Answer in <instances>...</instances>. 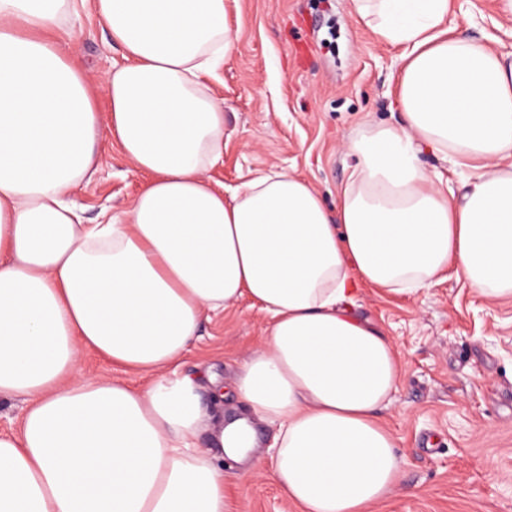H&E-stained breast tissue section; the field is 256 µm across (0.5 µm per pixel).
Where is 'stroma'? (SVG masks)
I'll use <instances>...</instances> for the list:
<instances>
[{
	"label": "stroma",
	"mask_w": 512,
	"mask_h": 512,
	"mask_svg": "<svg viewBox=\"0 0 512 512\" xmlns=\"http://www.w3.org/2000/svg\"><path fill=\"white\" fill-rule=\"evenodd\" d=\"M227 16L237 40L209 80L224 105V161L210 170L212 185L228 194L284 169L335 208L354 164L342 141L401 119V47L357 21L351 0H227ZM450 16L458 35L512 52V18L497 0H450ZM59 36L91 72L123 60L86 11L63 21ZM99 153L96 178L73 195L90 220L125 209L144 180L118 146L101 143ZM353 312L374 321L401 357L398 390L380 418L402 472L375 512H512V297L488 299L450 274L414 294L364 288ZM266 320L241 300L204 324L181 373L206 367L231 385ZM276 433L264 426L255 476L225 462L230 512H300L268 475Z\"/></svg>",
	"instance_id": "35a3bbf8"
}]
</instances>
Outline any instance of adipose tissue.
Returning <instances> with one entry per match:
<instances>
[{"label":"adipose tissue","instance_id":"adipose-tissue-1","mask_svg":"<svg viewBox=\"0 0 512 512\" xmlns=\"http://www.w3.org/2000/svg\"><path fill=\"white\" fill-rule=\"evenodd\" d=\"M351 3L406 49L402 120L346 142L331 211L284 171L229 201L210 184L224 107L204 77L234 46L225 0H0V401H26L0 432V512H229L213 451L249 462L266 423L270 476L300 512H370L397 487L377 412L400 358L351 307L363 285L412 294L450 271L512 296V56L455 35L448 0ZM79 7L125 64L88 75L48 38ZM104 141L147 179L88 224L70 197ZM425 146L474 174L448 191ZM245 298L269 321L234 382L251 413L227 418L177 369ZM86 349L141 384L86 371Z\"/></svg>","mask_w":512,"mask_h":512}]
</instances>
